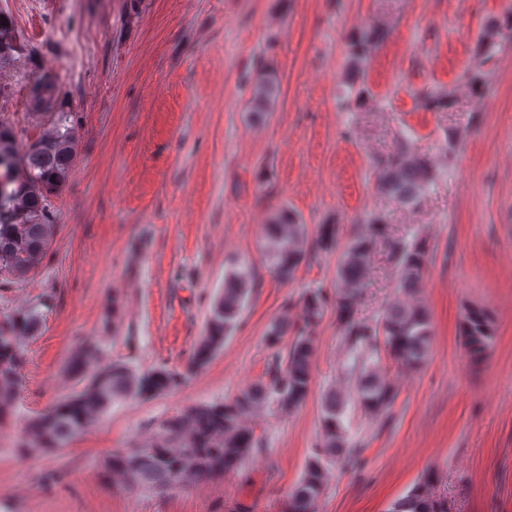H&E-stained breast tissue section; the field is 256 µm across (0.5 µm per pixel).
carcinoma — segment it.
Instances as JSON below:
<instances>
[{
	"label": "carcinoma",
	"mask_w": 512,
	"mask_h": 512,
	"mask_svg": "<svg viewBox=\"0 0 512 512\" xmlns=\"http://www.w3.org/2000/svg\"><path fill=\"white\" fill-rule=\"evenodd\" d=\"M8 23H3V20ZM385 31L371 26L359 35V51L352 69L359 71L367 53L377 48ZM504 42H512V12L484 26L479 57L464 77L473 93L485 88L481 66ZM24 47L13 17L0 10V70L21 55ZM279 81L274 68L256 74L248 109L256 119L274 111ZM452 103L451 93L428 92L422 105L440 110ZM27 116L38 134L0 117V287L27 281L42 266L53 242L59 195L76 164L74 129L79 117L61 109L56 73L42 68L26 85ZM448 170L421 154L410 137L376 167L378 188L404 206L416 204L441 181ZM340 227L321 224L314 237L294 213L282 208L263 225L258 256L237 257L224 273V286L215 298L203 336L184 371L167 367L138 369L123 361L103 362L101 347L91 342L71 361L69 372L79 389L63 396L31 420L25 447L58 448L96 423L113 405L143 401L180 388L188 375L205 368L235 330L263 266L280 282L293 279L307 254H337L333 293L310 288L302 297V324L288 336V315L272 321L265 333L271 356L263 374L224 401L200 404L164 420L149 445L130 454L112 455V473L128 490L175 489L237 472L263 445L249 420L261 415L291 412L307 400L316 353L315 329L328 308L347 343L344 367L347 389L330 390L322 398V435L303 474L288 495V512H316L317 501L329 480L330 464L354 460L359 449L349 436L348 413L358 411L371 421L388 417L399 391L386 377L391 364L415 371L427 360L431 322L417 300L394 303L371 322L358 318L361 295L370 281L373 253L384 247L397 270L398 287L412 297L429 259L427 239L416 233L396 235L379 215H371L345 244ZM42 313L26 308L0 325V424L14 415L26 362L25 342L40 328ZM462 336L471 359L485 358L494 344L493 321L482 307L465 311ZM428 475L393 501L387 512H448L447 502L432 491Z\"/></svg>",
	"instance_id": "carcinoma-1"
}]
</instances>
